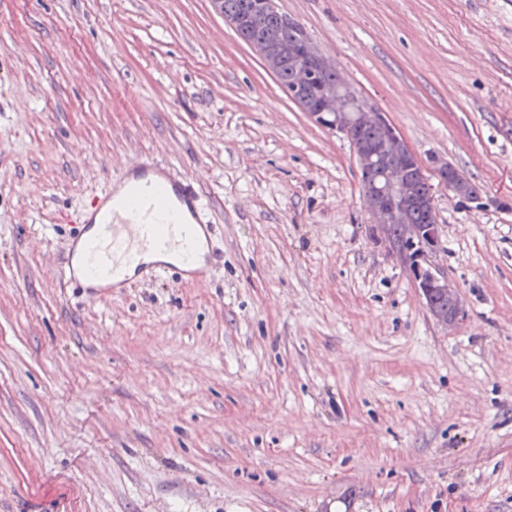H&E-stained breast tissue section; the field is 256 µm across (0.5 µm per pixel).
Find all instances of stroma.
<instances>
[{"label": "stroma", "instance_id": "obj_1", "mask_svg": "<svg viewBox=\"0 0 512 512\" xmlns=\"http://www.w3.org/2000/svg\"><path fill=\"white\" fill-rule=\"evenodd\" d=\"M276 4L480 188L435 190L464 319L210 0H0V512H512V0ZM141 159L205 198L208 278L64 287ZM402 256L403 258L395 257V260L399 262L404 269L410 267L408 271H411L415 275L416 286L422 294L427 295L431 288H435L428 300L423 298L430 315L438 322L441 320L448 321V317L451 316L456 307L455 301L448 297V295L455 297V290L450 288L448 278L441 273L439 268L435 265L434 254L421 251L413 258L404 253ZM413 261H415V264L412 266ZM445 287H448V292L441 290V288ZM464 317L465 311L459 301H457L452 325L462 321Z\"/></svg>", "mask_w": 512, "mask_h": 512}]
</instances>
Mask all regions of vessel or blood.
<instances>
[{
    "label": "vessel or blood",
    "instance_id": "b4317fda",
    "mask_svg": "<svg viewBox=\"0 0 512 512\" xmlns=\"http://www.w3.org/2000/svg\"><path fill=\"white\" fill-rule=\"evenodd\" d=\"M151 169L156 179L132 183L121 196L106 189L103 206L81 212L79 258H64L60 266L65 283L96 298L108 297L113 289L130 287L134 275L149 273L142 260L147 252L177 255L174 271L188 279H205L199 244L210 235L211 227L198 220L202 197L191 181L170 169L156 170L141 161L131 171L138 174ZM187 212L194 216V223L184 221Z\"/></svg>",
    "mask_w": 512,
    "mask_h": 512
}]
</instances>
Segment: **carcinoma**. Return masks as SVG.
I'll return each mask as SVG.
<instances>
[{
	"mask_svg": "<svg viewBox=\"0 0 512 512\" xmlns=\"http://www.w3.org/2000/svg\"><path fill=\"white\" fill-rule=\"evenodd\" d=\"M224 16L248 20L238 36L249 46L264 49L262 58L284 96L295 89L300 97L294 102L301 109L332 107L336 118L352 125L367 147L384 144L382 152L371 157V163L393 175L395 204L387 213L370 211V236L399 251L411 242L427 251L434 248L426 232L433 222L422 205L428 193L426 180L419 167L407 164L401 144L389 139L387 117L361 100L346 83L341 70L326 59L317 64L314 77L307 78L297 64L296 52L312 50L314 46L304 28L285 22L282 13L263 9L260 0H224ZM425 305L438 321L448 319L456 307L448 293L439 288L433 290Z\"/></svg>",
	"mask_w": 512,
	"mask_h": 512,
	"instance_id": "cac0c4a2",
	"label": "carcinoma"
}]
</instances>
